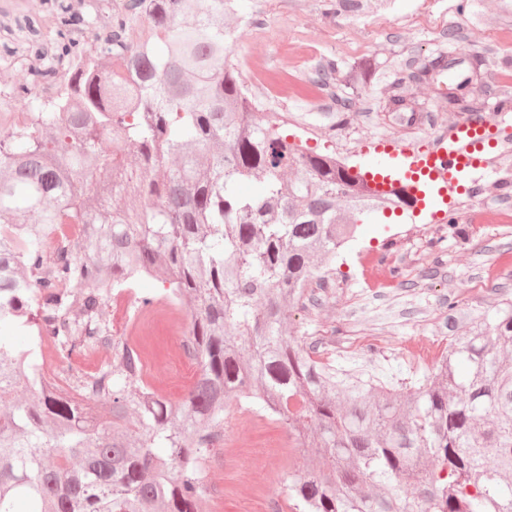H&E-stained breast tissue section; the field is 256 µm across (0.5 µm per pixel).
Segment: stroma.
Here are the masks:
<instances>
[{
  "label": "stroma",
  "mask_w": 512,
  "mask_h": 512,
  "mask_svg": "<svg viewBox=\"0 0 512 512\" xmlns=\"http://www.w3.org/2000/svg\"><path fill=\"white\" fill-rule=\"evenodd\" d=\"M327 0H241L230 60L270 125L292 141L354 167L370 149L394 142L419 152L463 114L411 74L441 56L457 73H478L489 87L480 117L496 120L494 105L512 94V7L504 0H390L387 8L339 16ZM337 63L324 88L311 79L321 62ZM360 64L368 75L349 85L345 73ZM400 88H393V81ZM417 103V112L390 109L392 92ZM351 109H344V102ZM486 150L488 165L472 182L494 211L512 213V133L499 132ZM407 154V156H408ZM407 156L386 158L392 173L409 169ZM470 190L448 192L430 183L426 206L399 210L396 220L359 216L358 235L329 267V283L310 289L305 308H292L285 324L305 351L336 367L373 375L389 388L422 380L472 326L512 306V222L467 219ZM455 220L461 235L449 233ZM389 257L400 275L395 286L377 284L368 256ZM155 349L153 381L179 400L185 384H170L177 338L163 323L144 326ZM260 408L245 401L224 410V446L209 476L222 512H294L288 481L304 465L302 447L274 449L284 427L257 422Z\"/></svg>",
  "instance_id": "35a3bbf8"
}]
</instances>
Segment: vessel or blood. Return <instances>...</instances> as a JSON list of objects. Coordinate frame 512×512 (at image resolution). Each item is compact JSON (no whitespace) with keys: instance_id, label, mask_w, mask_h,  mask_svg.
<instances>
[{"instance_id":"vessel-or-blood-1","label":"vessel or blood","mask_w":512,"mask_h":512,"mask_svg":"<svg viewBox=\"0 0 512 512\" xmlns=\"http://www.w3.org/2000/svg\"><path fill=\"white\" fill-rule=\"evenodd\" d=\"M490 125L465 121L453 127L447 136L415 156L414 167L456 190L480 168L479 157L486 139L492 138Z\"/></svg>"}]
</instances>
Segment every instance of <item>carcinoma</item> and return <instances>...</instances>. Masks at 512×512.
<instances>
[{
	"label": "carcinoma",
	"instance_id": "obj_1",
	"mask_svg": "<svg viewBox=\"0 0 512 512\" xmlns=\"http://www.w3.org/2000/svg\"><path fill=\"white\" fill-rule=\"evenodd\" d=\"M47 4L54 53L35 48L31 21L6 49L41 61L37 81L67 76L27 122L0 116V512H204L230 399L284 421L305 449L288 483L297 512H512V361L498 357L512 349V309L401 392L312 357L284 328L306 288L326 287L315 273L357 215L419 199L264 121L228 62L237 0H132L93 16L85 0ZM363 7L328 3L334 15ZM137 17L163 47L127 38ZM471 92L448 103L479 112L483 86ZM139 275L194 303L185 342L198 374L177 403L102 318ZM28 325L24 345L13 332ZM43 334L63 360L101 342L111 360L60 390L35 363Z\"/></svg>",
	"mask_w": 512,
	"mask_h": 512
}]
</instances>
